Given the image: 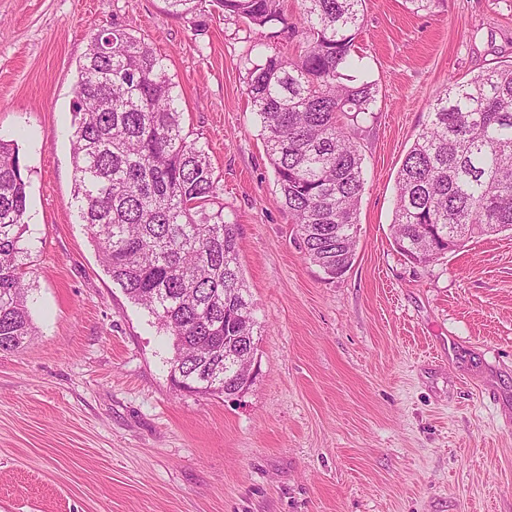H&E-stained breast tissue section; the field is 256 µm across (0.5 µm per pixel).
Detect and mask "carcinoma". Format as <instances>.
Masks as SVG:
<instances>
[{
    "instance_id": "cac0c4a2",
    "label": "carcinoma",
    "mask_w": 512,
    "mask_h": 512,
    "mask_svg": "<svg viewBox=\"0 0 512 512\" xmlns=\"http://www.w3.org/2000/svg\"><path fill=\"white\" fill-rule=\"evenodd\" d=\"M366 0H301V26L285 0H216L248 29L298 37L295 57L256 41L248 95L259 116L280 203L307 260L336 279L351 267L363 158L350 127L372 114L375 83L345 81ZM165 58L114 25L90 38L79 63L71 139L73 199L100 260L172 342L180 390L250 381L229 358L256 327L241 272L238 225L215 203L207 149L183 134ZM27 183L15 144L0 139V351L34 335L23 277ZM397 249L418 264L470 240L512 231V64L466 81L448 77L396 180ZM217 205L208 209L207 205Z\"/></svg>"
}]
</instances>
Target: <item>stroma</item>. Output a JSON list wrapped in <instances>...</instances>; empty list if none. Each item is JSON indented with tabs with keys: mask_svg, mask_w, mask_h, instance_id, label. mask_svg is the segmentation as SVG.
<instances>
[{
	"mask_svg": "<svg viewBox=\"0 0 512 512\" xmlns=\"http://www.w3.org/2000/svg\"><path fill=\"white\" fill-rule=\"evenodd\" d=\"M0 0V139L28 177L35 334L0 352V512H512V233L426 265L396 248L402 160L449 77L512 63V0H366L378 89L355 256L325 279L279 202L247 95L253 41L215 0ZM120 23L168 65L205 143L259 323L238 396L175 389L152 317L104 271L70 145L89 37Z\"/></svg>",
	"mask_w": 512,
	"mask_h": 512,
	"instance_id": "obj_1",
	"label": "stroma"
}]
</instances>
